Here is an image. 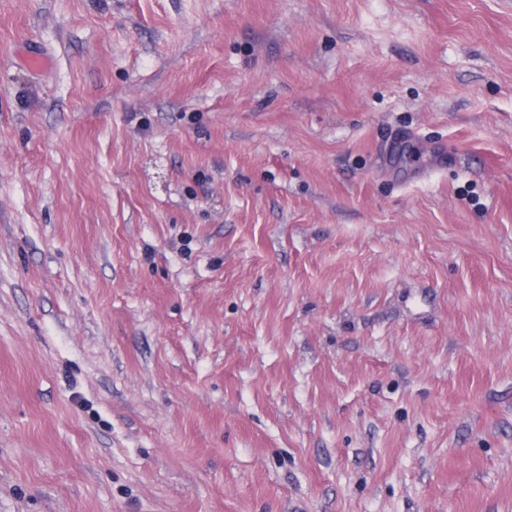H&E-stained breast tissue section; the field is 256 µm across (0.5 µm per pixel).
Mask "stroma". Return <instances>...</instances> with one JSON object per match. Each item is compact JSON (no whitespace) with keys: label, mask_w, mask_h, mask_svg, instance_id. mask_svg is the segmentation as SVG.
I'll return each instance as SVG.
<instances>
[{"label":"stroma","mask_w":512,"mask_h":512,"mask_svg":"<svg viewBox=\"0 0 512 512\" xmlns=\"http://www.w3.org/2000/svg\"><path fill=\"white\" fill-rule=\"evenodd\" d=\"M0 512H512V0H0Z\"/></svg>","instance_id":"35a3bbf8"}]
</instances>
